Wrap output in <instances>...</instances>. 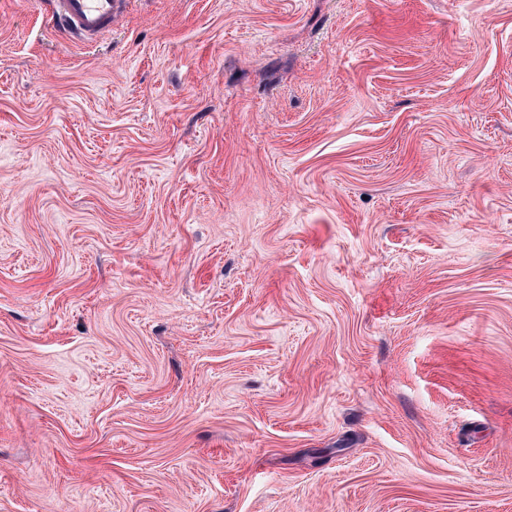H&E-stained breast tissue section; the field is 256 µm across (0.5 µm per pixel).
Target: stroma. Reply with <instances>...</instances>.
Returning <instances> with one entry per match:
<instances>
[{"label": "stroma", "instance_id": "obj_1", "mask_svg": "<svg viewBox=\"0 0 512 512\" xmlns=\"http://www.w3.org/2000/svg\"><path fill=\"white\" fill-rule=\"evenodd\" d=\"M0 512H512V0H0ZM125 0H31L54 28L83 43H93L112 29V19Z\"/></svg>", "mask_w": 512, "mask_h": 512}]
</instances>
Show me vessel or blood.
Wrapping results in <instances>:
<instances>
[{
	"mask_svg": "<svg viewBox=\"0 0 512 512\" xmlns=\"http://www.w3.org/2000/svg\"><path fill=\"white\" fill-rule=\"evenodd\" d=\"M48 17L52 27L83 43L97 41L112 28V20L124 0H32Z\"/></svg>",
	"mask_w": 512,
	"mask_h": 512,
	"instance_id": "vessel-or-blood-1",
	"label": "vessel or blood"
}]
</instances>
